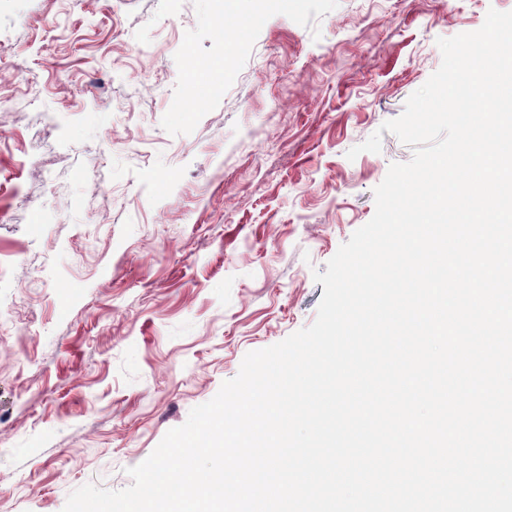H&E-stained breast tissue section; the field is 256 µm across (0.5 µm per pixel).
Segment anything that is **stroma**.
I'll return each instance as SVG.
<instances>
[{"mask_svg":"<svg viewBox=\"0 0 512 512\" xmlns=\"http://www.w3.org/2000/svg\"><path fill=\"white\" fill-rule=\"evenodd\" d=\"M492 8L0 0V512L126 488L246 353L313 323L314 272L413 156L388 132L348 151Z\"/></svg>","mask_w":512,"mask_h":512,"instance_id":"35a3bbf8","label":"stroma"}]
</instances>
